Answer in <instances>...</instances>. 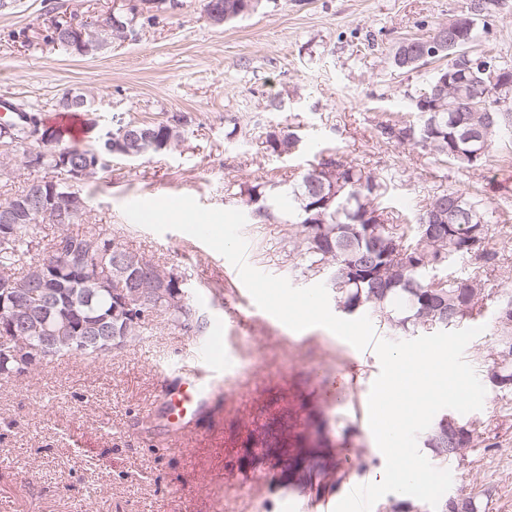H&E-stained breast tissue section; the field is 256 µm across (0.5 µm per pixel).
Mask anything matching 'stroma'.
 Instances as JSON below:
<instances>
[{"instance_id": "35a3bbf8", "label": "stroma", "mask_w": 512, "mask_h": 512, "mask_svg": "<svg viewBox=\"0 0 512 512\" xmlns=\"http://www.w3.org/2000/svg\"><path fill=\"white\" fill-rule=\"evenodd\" d=\"M124 0H0V104L37 112L52 126L71 92L92 97L78 146L93 147L117 120L189 119L181 146L135 161L113 158L83 187L90 222L126 248L183 278L204 312L206 332L228 334L235 364L214 378L209 407L183 429L152 403L161 384L193 369L200 339L160 319L131 346L92 361L63 356L30 375L0 382V512H284L299 501L319 512L350 483H370L385 466L373 451L366 405L379 367L322 327L296 332L251 303L239 274L191 235L158 234L130 221L124 204L188 195L202 206L242 209L241 189L283 191L322 159L354 163L395 179L382 203L412 220L434 192L460 188L505 208L488 247L500 267L484 275L467 259L459 276L484 283L483 332L464 358L482 371L497 343L495 312L512 298V132L472 169L439 162L386 139L385 125L416 122L414 99L433 65L395 67L399 43L428 36L471 0H270L266 9L217 25L205 0H174L139 16L136 39L113 38L95 57L50 41L55 22L102 19ZM488 27L475 51L512 61V0H487ZM295 130L300 151L276 156L271 131ZM246 262L298 288L322 282L289 255L294 231L281 216L247 219ZM325 423L321 461L343 478L319 495L286 458L244 441L254 422L287 411L302 431L308 409ZM475 448L450 463L452 491L481 493V512H512V392L487 389Z\"/></svg>"}]
</instances>
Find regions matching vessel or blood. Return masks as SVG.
<instances>
[{"label": "vessel or blood", "instance_id": "1", "mask_svg": "<svg viewBox=\"0 0 512 512\" xmlns=\"http://www.w3.org/2000/svg\"><path fill=\"white\" fill-rule=\"evenodd\" d=\"M228 357L223 337H209L199 351L203 369L189 372L178 389L159 391L157 398L162 402L172 424L186 425L208 406L212 383L205 367L209 364L227 365Z\"/></svg>", "mask_w": 512, "mask_h": 512}]
</instances>
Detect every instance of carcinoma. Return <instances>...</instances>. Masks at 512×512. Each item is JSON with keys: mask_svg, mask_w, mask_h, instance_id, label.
Wrapping results in <instances>:
<instances>
[{"mask_svg": "<svg viewBox=\"0 0 512 512\" xmlns=\"http://www.w3.org/2000/svg\"><path fill=\"white\" fill-rule=\"evenodd\" d=\"M224 5V11L238 18L258 12L263 0H206ZM409 52V64L403 70L412 72L425 65L419 60L423 44L418 38L404 40ZM454 56L437 70L423 90L430 91L436 79L453 73L473 76L463 56ZM494 111V125L484 129L486 110ZM9 125L10 137L0 140V154L16 158L26 138L25 124ZM187 117H175L165 122L117 121L112 135L121 137L122 129L151 134L150 152L161 153L175 148L180 142L182 125ZM512 127V103L502 104L496 87L490 86L471 101L465 95H454L439 104L437 112H422L417 122L394 124L383 128L387 139L408 145L433 155L436 160L450 162L460 168H471L485 161L493 150L501 130ZM54 142L47 145L41 167L54 173L58 158L69 156V168H79L94 160V155L78 146H59L57 131ZM268 149L281 156L299 149L301 137L294 131L271 133L266 139ZM481 145L482 154L474 155ZM387 177L367 171L356 164H344L334 159L324 160L304 172L289 194L297 208L288 212L285 222L299 227L293 249L302 270L324 271L334 293L336 308L345 314L370 312L401 333L420 329L436 330L457 327L478 310L482 288L470 278L451 273L460 261L473 256L485 264H494L496 255L487 251L486 242L491 224L500 215L484 205L481 199L462 189L451 188L433 195L429 204L413 224H392L385 216L380 199L387 191ZM23 208L16 224H0V289L15 291L20 306H29L28 292L35 287L30 271L50 265L63 272L61 278L44 284L53 294L50 305L55 321H66L69 331L58 337L46 361L64 355L101 358L121 350L140 338L145 325L164 317L177 327L201 336L206 319L188 297H175L185 284H177L174 274L160 268L142 254L130 251L111 234L82 229L90 209L68 213L66 203L58 200L50 210L38 206V197L29 185L15 196L0 202ZM443 215L440 229L427 233L430 216ZM53 224L60 233L43 243V225ZM99 260L97 281L81 284L69 280L70 270L83 269ZM496 311L495 328L499 345L486 371L490 381L501 379L500 388L512 392V358H501L500 352L512 350V325L502 322ZM92 332L102 336L98 347L80 348L83 337ZM41 329L22 327L13 336L0 335V348L43 346ZM32 372L26 365L13 360L0 370V382L14 381ZM477 423L451 413L435 419L423 436L438 464L445 465L464 457L475 446ZM259 442L278 448L288 455V422L280 420L277 427L264 432ZM305 479L315 481L317 490L333 488L340 482L335 471L314 462Z\"/></svg>", "mask_w": 512, "mask_h": 512, "instance_id": "1", "label": "carcinoma"}]
</instances>
